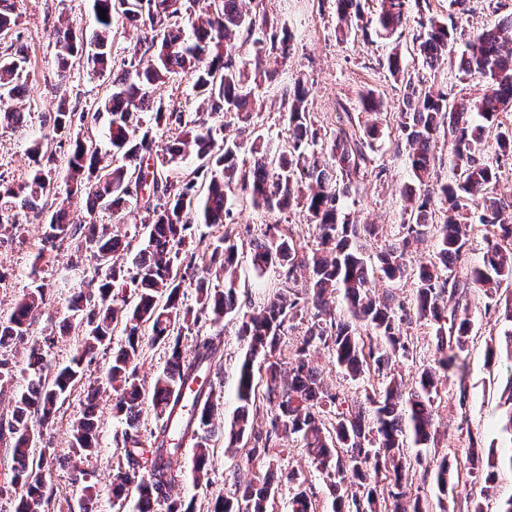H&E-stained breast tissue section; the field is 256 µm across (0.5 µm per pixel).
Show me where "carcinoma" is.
I'll return each mask as SVG.
<instances>
[{
    "instance_id": "obj_1",
    "label": "carcinoma",
    "mask_w": 512,
    "mask_h": 512,
    "mask_svg": "<svg viewBox=\"0 0 512 512\" xmlns=\"http://www.w3.org/2000/svg\"><path fill=\"white\" fill-rule=\"evenodd\" d=\"M114 0H93L96 30L92 36L62 24L52 31L56 48L55 101L45 113L52 140L68 143L64 164L56 152L36 141L28 149L29 178L14 186L0 183V230L20 229L19 215L37 207L46 212L45 231L29 277L36 286L0 314V349L24 347L25 384L13 397L9 414L0 416V443L10 449L15 463L11 484L20 488L15 512H50L52 493L41 470L61 457L55 448L40 449L34 458L33 427L55 423L72 391L87 388V403L71 425L67 459L91 455L97 448L95 396L111 389L114 409L124 416L125 427L117 444L122 460L114 469L108 491L115 499L134 492V512H194L193 504L173 496L185 474L172 468L173 458L188 442L194 448L191 470L199 485L207 475L220 395L210 375L223 367L224 354L218 328L224 319L236 316L238 293L235 268L238 241L233 224L232 200L242 198L261 213L284 211L292 206L306 213L314 225L316 248L303 251L290 230L267 224L252 239L251 261L255 270L273 268L284 287L269 296L263 307L242 318L238 335L247 343L237 375V407L224 425V437L238 443L250 435L252 446L246 460L265 467L270 475L258 483L238 485L233 494L218 497L213 512H270L278 487L293 489L290 512H314L311 498L297 474L274 463L270 449L277 441L294 437L306 448L317 470L336 476L332 512H376L377 481L364 467L388 480L391 512H425L421 500H409L403 486L405 450L417 448V456L433 440L435 409L441 377L454 376L460 409H466L469 388L461 359L470 336L472 320L468 296L478 288L495 297L503 282L512 281V203L494 195L500 165L482 158L485 134L496 131L497 158H512V130H501V114L512 109V14L481 31L468 34L436 18L428 20L424 33L415 37L423 64L436 71L453 52L454 44L466 49L458 58L459 72L478 76L486 83L475 101L448 103V94L408 84L409 93L398 105L401 139L407 149L412 184L405 190L410 216L400 225L397 237L376 256V264L364 255L365 242L378 236L371 224L350 221L345 202L368 178L384 171L377 163L376 143L382 131L378 117L383 102L372 90L358 96L360 112L373 120H357L340 103L336 129L326 133L310 112L304 82L297 77L280 89L287 105L286 138L274 149L256 135L245 147L223 136L230 124L248 131L258 115L252 85L271 84L277 66L288 64L295 50L294 35L260 10L263 0H124L121 12ZM425 0H379L376 20L364 19L361 0H334L336 38L344 40L366 31L372 23L382 33L398 40L407 27L412 9ZM105 11L107 20L99 18ZM136 19L141 37L127 61L112 59L114 27L118 20ZM18 26L10 0H0V36H10ZM254 48L246 62L234 53L237 42ZM85 58L89 71L112 70V83L91 112L70 106L66 83L73 62ZM27 57L9 45L0 56V127L16 128L30 114L18 99L27 79ZM189 76L199 96L202 111L190 119L160 94L174 74ZM107 118L106 136L112 158L103 159L101 149L81 129ZM175 135L155 150L157 133ZM452 139L451 165L454 179L440 186L441 207L435 209L429 183L436 165L440 140ZM195 167L186 176L179 168L187 157ZM63 179L65 194L57 191ZM481 196L478 223L495 228L486 238L482 266L461 277L456 264L465 252L464 199ZM87 198L89 219L73 224L67 219L71 200ZM145 213V244L131 246L128 236L98 224L95 214L123 209ZM443 213V222L433 223V214ZM220 229L208 244L209 264L224 275V287L210 288L194 281L198 258L193 243L208 234H196L199 226ZM435 232L436 261L422 265L415 274L413 309L434 328V348L419 372L415 387L403 390L396 368L407 356L409 343L403 324L410 309L375 294V278L397 281L407 274V249L411 241ZM68 251V267L82 271V287L69 300L68 332L74 335L75 353L68 365L45 373L41 346L28 343L36 311L52 306L50 294L38 284L39 259L61 249ZM127 259L118 262L120 254ZM309 270L299 281L298 271ZM193 283L196 306L183 301V288ZM341 298L349 317L336 315L328 298ZM315 313L300 345L282 375L278 353L288 325L303 318V303ZM208 320L217 329L197 340L191 356L183 354L179 336L187 324ZM151 341L170 348V355L150 389L138 378L145 330ZM122 342L111 347L112 335ZM328 349L336 365L353 380L371 372L384 383L368 393L365 401L343 407L337 394L327 391L321 373L310 364L309 353ZM112 352L105 381L87 377L99 355ZM266 373L263 398L273 405L265 429L254 427L259 389L255 361ZM506 423L512 434V365L506 368L504 390ZM150 402L157 420L149 435L139 431L141 405ZM468 473L477 478L484 464L476 438L468 435ZM435 482L443 499L448 495V461L432 464ZM99 490L83 486L71 512H96Z\"/></svg>"
}]
</instances>
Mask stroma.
Wrapping results in <instances>:
<instances>
[{
    "label": "stroma",
    "mask_w": 512,
    "mask_h": 512,
    "mask_svg": "<svg viewBox=\"0 0 512 512\" xmlns=\"http://www.w3.org/2000/svg\"><path fill=\"white\" fill-rule=\"evenodd\" d=\"M429 11L412 13L410 22L400 40L399 49L405 59L404 78H393L386 67V56L391 48L389 41L381 39L375 31H368L346 41L335 35L336 12L332 0H265L267 14L287 25L295 36L297 51L288 63V75L302 74L309 88V108L320 125L332 129L336 124L338 105L353 108L361 91L375 90L387 107L394 108L407 93V83L436 85L447 93L449 100L462 97L476 99L483 95L485 84L475 77L459 73L456 62L433 73L423 65L413 46L414 37L421 25L434 17L448 24L469 30H478L493 23L499 17L512 14V0H466L464 6L452 5L451 0H430ZM14 14L18 18V30L29 57V77L19 100L31 118L25 129L11 131L0 128V177L19 183L27 179L30 171L27 149L32 139L47 134L42 115L54 98L55 48L51 32L59 22L91 31V0H14ZM394 117H387L382 126L379 141V161L384 168L381 177L370 178L356 196L349 201L347 210L360 224H375L381 229L376 239L366 244L367 254L383 250L406 220L404 190L410 182L406 163L407 152L399 147ZM235 222L244 228L238 255L241 314L226 318L221 348L224 366L212 383L223 396L221 411L224 418H231L236 407V382L239 365L246 346L238 334L241 315L251 314L256 305L278 284L274 271L257 273L251 262L252 232L262 223H280L299 232L308 246H315V232L306 222L302 209L264 215L251 207L234 203ZM23 235L14 238L0 235V311H9L33 283L27 272L32 263H39L42 282L56 299L51 317H39L31 330V338L42 343L45 366L53 370L69 362L73 345L66 332L64 318L67 300L78 279L66 265L60 254H51L36 260L37 245L43 235L45 216L39 210L23 215ZM435 236L426 235L409 250V277L399 282L377 281L378 295H392L396 300L408 303L413 299L414 279L419 265L436 256ZM474 326L463 354L465 372L470 388L468 407L459 410L451 383H442L435 403L436 434L434 442L425 453L432 460L449 458L453 465V492L451 498L455 512H467L474 502H481L484 512H497L500 498L512 495V467L505 458L512 450V437L504 430L505 369L512 364V349L503 338V322L498 312L489 310L488 300L478 289L469 296ZM412 351L411 358L403 359L402 373L407 387H414L415 379L423 364L429 360L433 349L432 328L429 322L412 318L403 327ZM312 362L321 371L329 392L339 394L347 401L363 400L372 377L354 381L336 368L329 351L318 348L312 354ZM113 395L101 393L98 399L97 452L82 460L79 469L93 476L99 484H106L120 456L116 437L123 428L121 418L112 410ZM476 437L484 456L495 460V497L486 499L481 494L482 481L471 479L467 473L466 454L469 437ZM272 454L286 470L302 474L306 486L311 487L317 512H330L332 481L312 465L302 449L291 439H283ZM207 480L202 484L184 482L175 487V495L193 500L196 512H211L218 495L233 492L236 481H252L260 474L259 468L246 465L243 450H225L223 440H216L214 454L207 466Z\"/></svg>",
    "instance_id": "35a3bbf8"
}]
</instances>
